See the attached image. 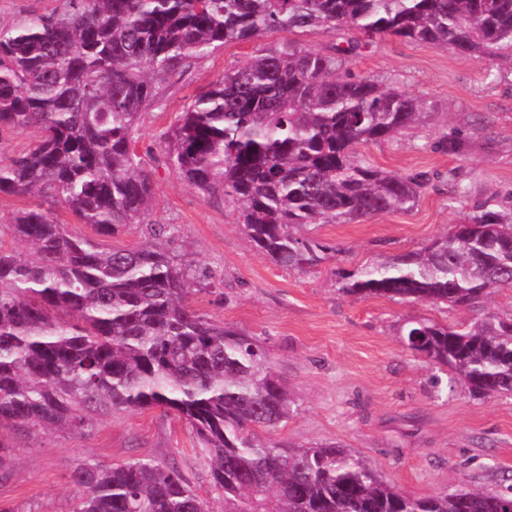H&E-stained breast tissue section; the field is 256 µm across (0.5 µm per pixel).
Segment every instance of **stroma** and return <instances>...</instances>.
Listing matches in <instances>:
<instances>
[{
  "mask_svg": "<svg viewBox=\"0 0 512 512\" xmlns=\"http://www.w3.org/2000/svg\"><path fill=\"white\" fill-rule=\"evenodd\" d=\"M347 36L321 27L269 32L192 58L189 66L157 79V100L143 111L138 132L154 189L147 223L173 225L167 248L211 272V283L196 295L197 308L256 338L288 384L294 415L266 433L267 441L341 444L413 497L460 486L504 490L512 487V395L478 397L460 382L435 389L432 365L407 350L402 338L410 320L462 325L472 311L383 297L355 299L339 292L338 277L420 249L483 203L512 208L511 69L488 78L481 64L452 50L394 36L378 38L348 57L345 66L352 72L421 97L428 110L422 124L394 139L360 146L359 154L401 175L426 173L429 182L412 208L319 226L317 236L337 251L303 273L273 265L248 242L235 205L203 199L167 161V128L225 71L285 41L326 52ZM447 138L461 140L463 152L444 150ZM460 184L466 195H458ZM46 207L69 233L104 248L148 240L147 224L104 236L79 223L65 205ZM0 442L12 457L7 477L0 480V503L17 512H73L69 475L76 466L137 458L177 464L215 512L223 508L191 428L158 409L103 414L79 434L0 429Z\"/></svg>",
  "mask_w": 512,
  "mask_h": 512,
  "instance_id": "obj_1",
  "label": "stroma"
}]
</instances>
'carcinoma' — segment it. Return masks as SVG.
<instances>
[{"label": "carcinoma", "mask_w": 512, "mask_h": 512, "mask_svg": "<svg viewBox=\"0 0 512 512\" xmlns=\"http://www.w3.org/2000/svg\"><path fill=\"white\" fill-rule=\"evenodd\" d=\"M346 27L325 54L291 42L224 73L165 133L171 167L238 223L271 263L303 272L336 247L314 235L412 207L428 178L362 159L358 147L424 122L423 102L352 73L343 58L382 36L512 65V0H60L0 30V131L40 139L0 161V193L36 191L103 235L152 207L136 150L154 78L210 49L271 31ZM36 257L0 248V428L76 432L109 411L159 408L186 421L224 512H512V491L407 496L339 444L277 445L259 431L293 415L287 384L257 341L193 307L210 278L155 241L106 250L38 207L14 214ZM339 290L474 309L512 288V212L490 202L421 250L341 276ZM408 349L481 396L512 395V319L415 320ZM73 512H211L161 461L82 463Z\"/></svg>", "instance_id": "carcinoma-1"}]
</instances>
